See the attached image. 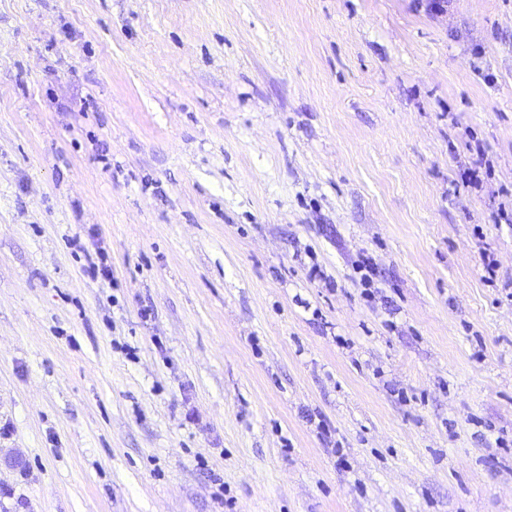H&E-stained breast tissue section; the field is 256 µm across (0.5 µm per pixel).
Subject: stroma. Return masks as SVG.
Wrapping results in <instances>:
<instances>
[{
    "mask_svg": "<svg viewBox=\"0 0 512 512\" xmlns=\"http://www.w3.org/2000/svg\"><path fill=\"white\" fill-rule=\"evenodd\" d=\"M431 3L0 0V512H512V0Z\"/></svg>",
    "mask_w": 512,
    "mask_h": 512,
    "instance_id": "obj_1",
    "label": "stroma"
}]
</instances>
